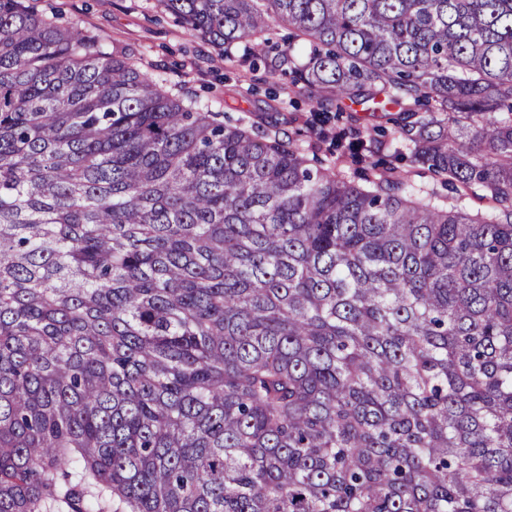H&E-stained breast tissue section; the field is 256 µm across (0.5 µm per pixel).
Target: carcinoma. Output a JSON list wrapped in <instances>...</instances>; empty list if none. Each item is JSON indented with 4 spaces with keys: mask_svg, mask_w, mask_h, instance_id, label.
Listing matches in <instances>:
<instances>
[{
    "mask_svg": "<svg viewBox=\"0 0 512 512\" xmlns=\"http://www.w3.org/2000/svg\"><path fill=\"white\" fill-rule=\"evenodd\" d=\"M157 2L320 153L0 0V512H512V0ZM345 107L347 112L341 113L342 123L350 124L352 127L357 128L360 131H365L366 136L370 132L375 135L376 128L375 131H372V126L379 125L384 122L382 120H375L370 117L369 113L363 110L366 108V105L351 104L349 101H346ZM358 118H361V120H358Z\"/></svg>",
    "mask_w": 512,
    "mask_h": 512,
    "instance_id": "cac0c4a2",
    "label": "carcinoma"
}]
</instances>
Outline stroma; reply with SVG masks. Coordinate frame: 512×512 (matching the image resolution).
<instances>
[{
  "label": "stroma",
  "mask_w": 512,
  "mask_h": 512,
  "mask_svg": "<svg viewBox=\"0 0 512 512\" xmlns=\"http://www.w3.org/2000/svg\"><path fill=\"white\" fill-rule=\"evenodd\" d=\"M155 0H37L41 10L62 21L105 37L117 48L137 54L143 70L163 75L169 85L208 100L233 116L252 113L264 120L302 126L315 106L317 94L291 108L270 95L271 80L264 68L236 74L219 60L213 47L157 10Z\"/></svg>",
  "instance_id": "stroma-1"
}]
</instances>
